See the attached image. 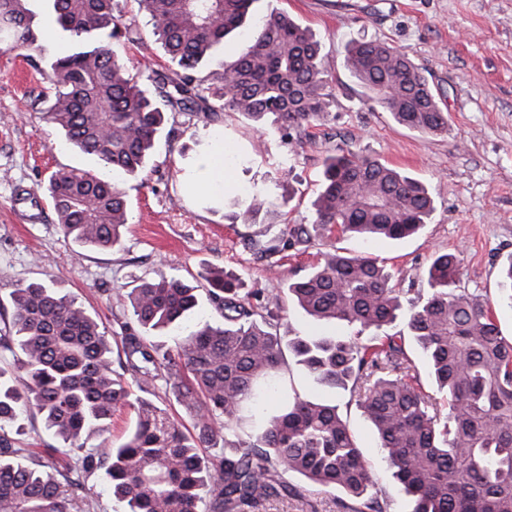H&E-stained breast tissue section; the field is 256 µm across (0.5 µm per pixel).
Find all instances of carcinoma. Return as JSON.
<instances>
[{
  "instance_id": "cac0c4a2",
  "label": "carcinoma",
  "mask_w": 512,
  "mask_h": 512,
  "mask_svg": "<svg viewBox=\"0 0 512 512\" xmlns=\"http://www.w3.org/2000/svg\"><path fill=\"white\" fill-rule=\"evenodd\" d=\"M70 51L51 56L27 0H0V44L24 48L44 64L53 86L45 114L73 146L108 170L138 175L161 138L168 112L213 120L236 112L257 131L295 132L300 142L330 112L333 92L311 30L284 12L254 23L230 60L224 39L251 22L255 0H137L175 69L147 75L149 94L113 48L139 39L118 0H46ZM346 67L369 100L398 124L433 135L448 114L409 54L385 42L352 40ZM210 69L211 82L200 72ZM48 193L62 233L79 246L121 245L129 213L111 181L77 170L51 175ZM279 205L254 193L243 215L275 214ZM316 220L288 228L289 246L323 238L401 240L433 214L425 184L367 155L339 149L323 160L312 201ZM460 259L437 252L426 287L392 284L384 262L341 247L323 253L290 297L318 322H345L360 336L285 335L283 307L258 309L260 290L223 268L199 288L163 273L138 277L127 294L120 370L96 317L50 285L10 293L11 320L0 329V512H88L84 480L100 475L123 512H245L273 498L301 496L288 473L338 489L348 512H387V501L347 420L329 400L302 393L296 376L317 387L350 391L371 423L383 460L414 512H512V341L502 335L491 301L456 287ZM512 303V258L500 282ZM224 310V323L184 320L202 299ZM404 318L434 379L448 398L442 415L423 391L402 345L389 334ZM175 330L174 344L151 339ZM131 375L129 383L125 375ZM191 426L157 405L158 381ZM127 407L134 426L110 438L112 414ZM41 416L74 463L50 473L42 456L14 448L11 428L25 411ZM221 447L208 458L202 449Z\"/></svg>"
}]
</instances>
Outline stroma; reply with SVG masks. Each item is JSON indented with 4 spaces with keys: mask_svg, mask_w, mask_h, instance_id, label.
<instances>
[{
    "mask_svg": "<svg viewBox=\"0 0 512 512\" xmlns=\"http://www.w3.org/2000/svg\"><path fill=\"white\" fill-rule=\"evenodd\" d=\"M136 23L138 43L116 50L128 73L147 86V68L168 61L136 0H119ZM262 17L285 11L322 44L335 94L331 117L311 128L303 147L286 137L259 134L237 113L217 121L187 112L167 115L162 137L138 177L116 171L129 222L119 248H82L61 232L45 197L48 178L60 169L103 175V168L70 146L44 115L38 94L49 81L24 49L0 50V328L9 320L10 293L29 282L60 288L97 316L107 336L121 335L123 300L136 277L163 271L200 284L210 267L236 272L268 302L284 282L304 275L332 241L316 238L285 247L283 225L310 224L327 151H366L424 182L435 210L424 231L403 240L344 241L351 252L384 260L397 287L420 280L432 256L460 255L459 287L496 298L502 267L512 259V0H255ZM389 43L407 51L448 114L446 134L433 136L397 124L365 100L346 68L350 40ZM221 137L230 153L231 191L262 188L289 196L279 219L233 217L223 205L198 201L185 177L206 142ZM386 493L388 512H413L414 502L394 482L380 458L372 427L349 393L331 392ZM338 490L308 487L303 497L267 502L258 512H343Z\"/></svg>",
    "mask_w": 512,
    "mask_h": 512,
    "instance_id": "stroma-1",
    "label": "stroma"
}]
</instances>
